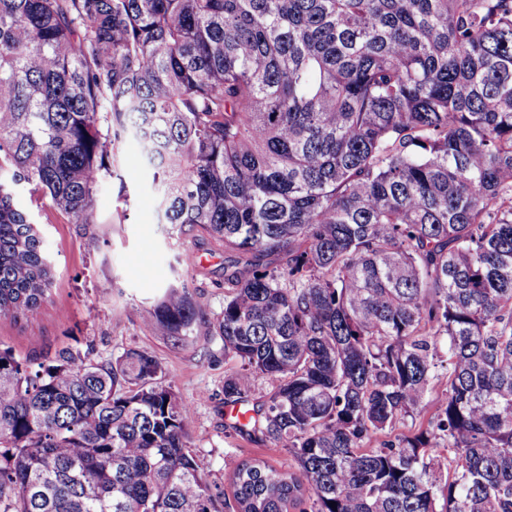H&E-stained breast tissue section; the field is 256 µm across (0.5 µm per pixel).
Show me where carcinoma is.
Here are the masks:
<instances>
[{
  "instance_id": "carcinoma-1",
  "label": "carcinoma",
  "mask_w": 512,
  "mask_h": 512,
  "mask_svg": "<svg viewBox=\"0 0 512 512\" xmlns=\"http://www.w3.org/2000/svg\"><path fill=\"white\" fill-rule=\"evenodd\" d=\"M129 138L161 223L246 257L224 403L275 381L234 429L297 468L227 494L155 357L0 346V512H512V0H0V316L52 279L14 187L92 224Z\"/></svg>"
}]
</instances>
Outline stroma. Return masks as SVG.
I'll use <instances>...</instances> for the list:
<instances>
[{"label":"stroma","instance_id":"obj_1","mask_svg":"<svg viewBox=\"0 0 512 512\" xmlns=\"http://www.w3.org/2000/svg\"><path fill=\"white\" fill-rule=\"evenodd\" d=\"M97 221L73 224L33 211L53 259L48 298L29 317L0 316V343L23 355L65 346L105 362L136 349L161 364L164 381L192 407L186 429L209 481L227 487L242 462L290 468L288 451L238 434L224 411V378L238 366L208 326L224 307V250L198 231L180 233L160 221L156 193L135 141L125 142L116 177L101 183ZM187 286L207 317L184 342L156 336L143 316L171 286Z\"/></svg>","mask_w":512,"mask_h":512}]
</instances>
